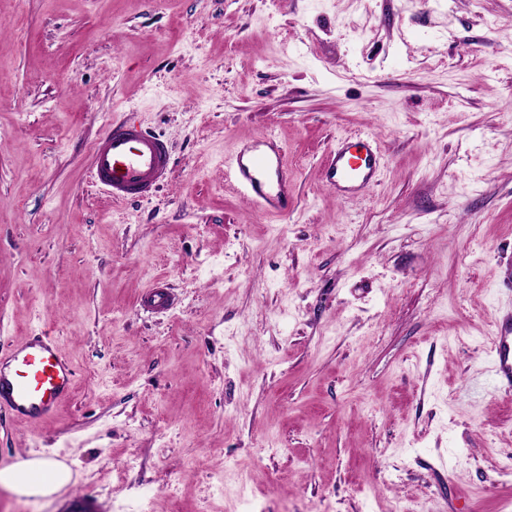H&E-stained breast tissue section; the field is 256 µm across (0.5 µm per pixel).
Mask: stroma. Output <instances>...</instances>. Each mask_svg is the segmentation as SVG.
<instances>
[{
    "mask_svg": "<svg viewBox=\"0 0 512 512\" xmlns=\"http://www.w3.org/2000/svg\"><path fill=\"white\" fill-rule=\"evenodd\" d=\"M123 118L171 168L115 203ZM358 132L382 169L341 200ZM269 133L281 217L224 167ZM511 264L512 0H0V350L42 330L77 373L43 425L0 412V468L71 473L0 512H512ZM92 177L113 202L148 197L168 175L170 153L161 136L132 119L112 123L96 143ZM379 170L376 140L357 136L336 147L327 168V183L341 196H354L376 182ZM174 304V296L170 289L161 282L152 284L143 294L140 305L151 312H164ZM491 370L501 386L512 390V310L498 318L490 352Z\"/></svg>",
    "mask_w": 512,
    "mask_h": 512,
    "instance_id": "1",
    "label": "stroma"
}]
</instances>
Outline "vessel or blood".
<instances>
[{"label": "vessel or blood", "mask_w": 512, "mask_h": 512, "mask_svg": "<svg viewBox=\"0 0 512 512\" xmlns=\"http://www.w3.org/2000/svg\"><path fill=\"white\" fill-rule=\"evenodd\" d=\"M168 144L134 120L114 123L97 142L92 177L113 201L144 198L155 192L169 172ZM380 170L379 148L371 136L338 145L327 168V183L342 196L371 187ZM232 186L271 215L287 214L290 206L288 172L274 139L263 136L241 150L228 167ZM174 304L165 284H152L140 305L164 312ZM491 370L506 390H512V312L498 318L490 352ZM75 369L51 337L27 336L0 353V410L14 420L39 423L68 399Z\"/></svg>", "instance_id": "b4317fda"}]
</instances>
